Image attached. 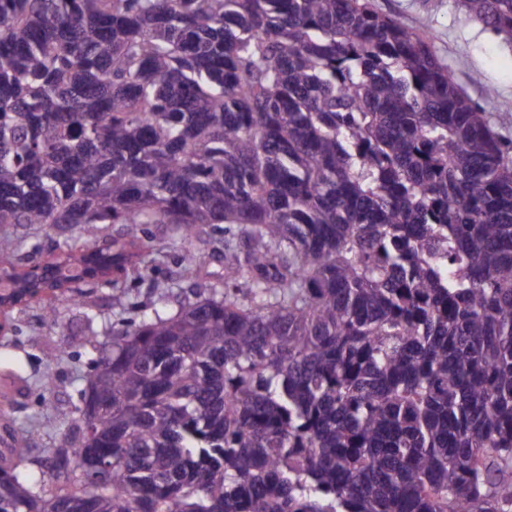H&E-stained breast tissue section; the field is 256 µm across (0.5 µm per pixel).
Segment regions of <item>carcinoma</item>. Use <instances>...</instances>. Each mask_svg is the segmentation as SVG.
Masks as SVG:
<instances>
[{"label":"carcinoma","mask_w":512,"mask_h":512,"mask_svg":"<svg viewBox=\"0 0 512 512\" xmlns=\"http://www.w3.org/2000/svg\"><path fill=\"white\" fill-rule=\"evenodd\" d=\"M462 2L512 40V0ZM0 224L245 246L224 289L115 333L92 443L77 407L51 473L0 467V512H512V147L428 27L371 0H0ZM136 239H112L127 275Z\"/></svg>","instance_id":"carcinoma-1"}]
</instances>
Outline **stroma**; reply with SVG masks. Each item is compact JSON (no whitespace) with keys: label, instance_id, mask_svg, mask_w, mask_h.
Here are the masks:
<instances>
[{"label":"stroma","instance_id":"1","mask_svg":"<svg viewBox=\"0 0 512 512\" xmlns=\"http://www.w3.org/2000/svg\"><path fill=\"white\" fill-rule=\"evenodd\" d=\"M380 14L409 29L428 25L430 47L462 93L486 110L493 131L512 142V42L467 14L458 0H372ZM123 224H71L64 227L5 224L0 233L17 243V257L33 263L55 246L126 232ZM141 276H124L113 285L84 284L55 301L56 322L43 321L39 305L13 311L11 329L0 334V427L14 433L21 467L37 469L72 436L71 414L81 404L84 375L112 348V332L139 320L143 311L165 304L176 311L192 285L182 256L200 259L198 274L223 270L224 232L208 230L184 241L175 225L140 224Z\"/></svg>","mask_w":512,"mask_h":512}]
</instances>
